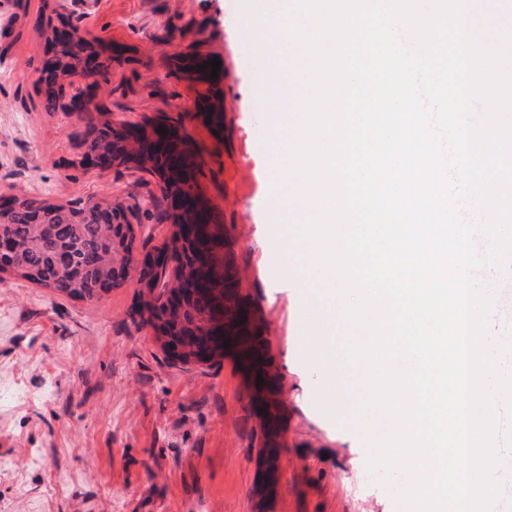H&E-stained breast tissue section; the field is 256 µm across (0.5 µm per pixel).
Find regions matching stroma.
<instances>
[{
  "label": "stroma",
  "mask_w": 512,
  "mask_h": 512,
  "mask_svg": "<svg viewBox=\"0 0 512 512\" xmlns=\"http://www.w3.org/2000/svg\"><path fill=\"white\" fill-rule=\"evenodd\" d=\"M263 2L74 0L72 11L79 35L99 39V98L113 119H180L197 152L198 192L245 272L284 390L275 512H396L365 483L356 401L339 416L320 401L296 301L323 296L286 273L273 241L276 84L241 40ZM45 9L46 0H0V196H90L145 212L156 178L84 165V122L42 106ZM213 58L217 78L194 70ZM141 300L134 277L97 302L0 278V389L27 393L0 404V512H256L258 425L234 364L172 365L132 318Z\"/></svg>",
  "instance_id": "stroma-1"
}]
</instances>
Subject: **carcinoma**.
<instances>
[{
    "label": "carcinoma",
    "instance_id": "obj_1",
    "mask_svg": "<svg viewBox=\"0 0 512 512\" xmlns=\"http://www.w3.org/2000/svg\"><path fill=\"white\" fill-rule=\"evenodd\" d=\"M84 40L57 45L54 60L66 74L82 67ZM83 145L85 156L112 153V122L100 125L86 122ZM154 165H185L188 158L168 149L155 151ZM10 245L5 260H0V273L10 272L32 284L63 294L69 298L99 301L118 287L124 279L125 264L130 261V243L120 224H112V213L102 203L77 197L67 204H55L42 196H16L0 220V242ZM173 258L185 268L192 266L198 244L186 235L174 237ZM152 289L143 292L137 314L144 312L162 321L166 305L151 297ZM182 313L161 328L170 336H191L203 345L209 331L203 317L214 312L207 295L184 297Z\"/></svg>",
    "mask_w": 512,
    "mask_h": 512
}]
</instances>
